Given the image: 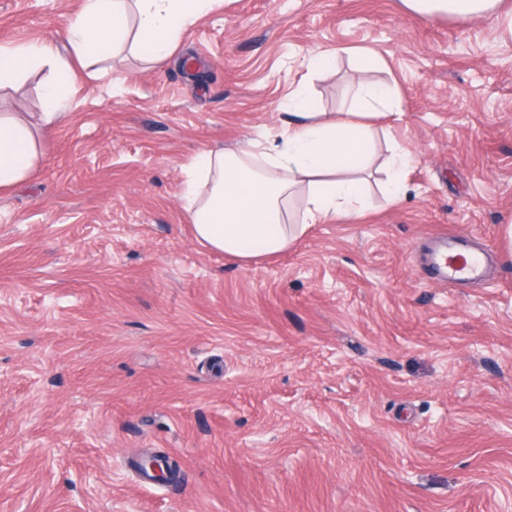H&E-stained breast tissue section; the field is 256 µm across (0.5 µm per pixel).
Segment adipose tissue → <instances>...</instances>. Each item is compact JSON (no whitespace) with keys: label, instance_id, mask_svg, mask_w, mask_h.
<instances>
[{"label":"adipose tissue","instance_id":"obj_1","mask_svg":"<svg viewBox=\"0 0 512 512\" xmlns=\"http://www.w3.org/2000/svg\"><path fill=\"white\" fill-rule=\"evenodd\" d=\"M214 0H81L64 26L69 51L81 64L131 49L151 64L167 62ZM422 16L499 17L501 0H402ZM51 42L0 47V85L37 66L51 70L36 121L0 113V189L30 178L42 162L39 133L69 118L75 72ZM391 97L388 86L361 82L343 112L318 111L309 97L291 100L296 125L278 145L248 141L231 150L205 147L184 169L182 198L194 239L244 264L290 249L314 224L369 209L360 175L373 160L370 119ZM300 199L291 210L292 199Z\"/></svg>","mask_w":512,"mask_h":512}]
</instances>
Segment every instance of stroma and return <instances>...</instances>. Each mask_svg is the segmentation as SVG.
Wrapping results in <instances>:
<instances>
[{"mask_svg": "<svg viewBox=\"0 0 512 512\" xmlns=\"http://www.w3.org/2000/svg\"><path fill=\"white\" fill-rule=\"evenodd\" d=\"M80 0H0V46ZM333 59L307 72L312 53ZM374 64L360 71L358 60ZM48 68L0 90L35 112ZM373 128L363 218L244 265L194 240L183 170L271 140L305 89ZM43 162L0 191V512H512V34L401 0H217L173 59L80 70ZM414 161L400 201L393 149ZM484 252L436 282L435 237ZM176 484L136 468L150 452ZM413 161L405 150L395 151L386 162L387 194L392 201H398L404 190V175Z\"/></svg>", "mask_w": 512, "mask_h": 512, "instance_id": "stroma-1", "label": "stroma"}]
</instances>
